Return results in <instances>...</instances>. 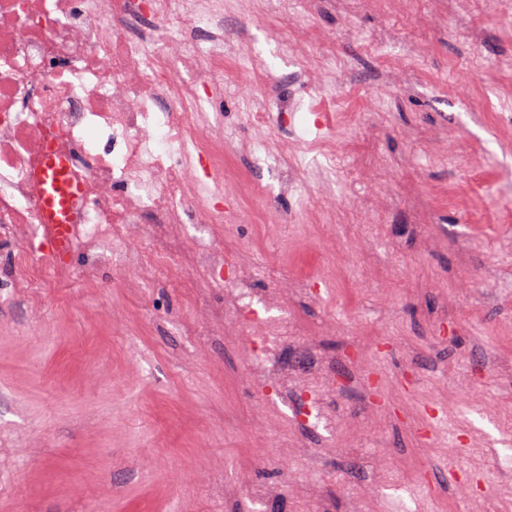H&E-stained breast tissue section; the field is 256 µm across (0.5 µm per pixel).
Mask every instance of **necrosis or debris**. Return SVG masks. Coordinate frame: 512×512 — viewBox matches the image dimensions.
<instances>
[{
	"instance_id": "necrosis-or-debris-1",
	"label": "necrosis or debris",
	"mask_w": 512,
	"mask_h": 512,
	"mask_svg": "<svg viewBox=\"0 0 512 512\" xmlns=\"http://www.w3.org/2000/svg\"><path fill=\"white\" fill-rule=\"evenodd\" d=\"M199 66L265 78L256 56L228 48L224 0H0V239L17 225L47 227L37 175L49 154L81 188L79 234L137 224L149 243L152 224L176 238L187 224H236L238 212L202 195L208 179L233 186L236 203L269 222L255 183L224 162V117L203 107ZM245 268L241 258L207 267L226 288L224 330L248 333L268 391L293 394L296 421L309 422L312 393L335 392L336 382L323 363L289 381L300 339L287 318L258 317Z\"/></svg>"
}]
</instances>
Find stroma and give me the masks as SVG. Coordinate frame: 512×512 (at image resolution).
I'll return each instance as SVG.
<instances>
[{"label":"stroma","mask_w":512,"mask_h":512,"mask_svg":"<svg viewBox=\"0 0 512 512\" xmlns=\"http://www.w3.org/2000/svg\"><path fill=\"white\" fill-rule=\"evenodd\" d=\"M281 5L224 0L226 33L267 80L213 85L205 103L275 221L186 235L247 256L255 294L320 283L288 319L334 362L329 420L298 424L255 385L248 338L218 336L224 290L202 271L173 257L142 278L126 227L78 245L68 279L33 283L13 258L32 234L21 225L0 247V512H317L323 499L348 512L350 495L366 512L398 497L409 512H512L498 490L512 483L499 470L512 460V0ZM312 29L336 70L310 79L315 53L281 41ZM265 99L298 113L289 140L332 146L289 192L236 151L270 134L275 113L252 119ZM278 448L301 451L291 478L271 463ZM452 454L471 499L448 492Z\"/></svg>","instance_id":"1"}]
</instances>
